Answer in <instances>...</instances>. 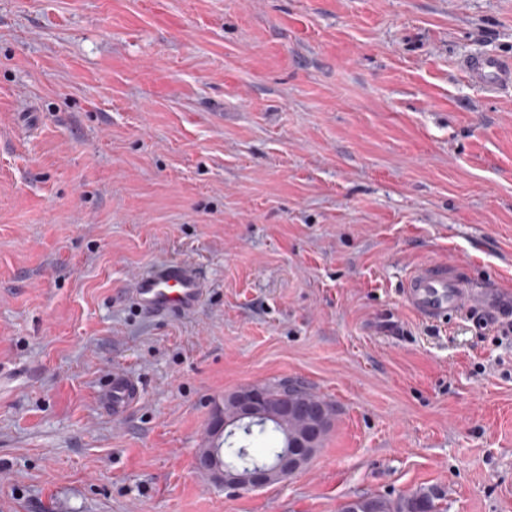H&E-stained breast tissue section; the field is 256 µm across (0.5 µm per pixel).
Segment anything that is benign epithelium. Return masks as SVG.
Listing matches in <instances>:
<instances>
[{"label":"benign epithelium","instance_id":"1","mask_svg":"<svg viewBox=\"0 0 512 512\" xmlns=\"http://www.w3.org/2000/svg\"><path fill=\"white\" fill-rule=\"evenodd\" d=\"M231 399L234 411L224 413V401L214 403L212 415L207 427V444L197 455V466L207 473L215 484L230 491L253 490L280 483L302 469L311 459V443L319 434V426L303 438L293 443V448L285 450L281 457L271 464L257 465L253 468L236 470L229 467L222 455L223 437L233 435L245 426L261 423L268 419L286 421L288 418L305 413L312 416L319 412L300 402H285L272 412L267 409L262 387L251 386L242 388L233 394Z\"/></svg>","mask_w":512,"mask_h":512}]
</instances>
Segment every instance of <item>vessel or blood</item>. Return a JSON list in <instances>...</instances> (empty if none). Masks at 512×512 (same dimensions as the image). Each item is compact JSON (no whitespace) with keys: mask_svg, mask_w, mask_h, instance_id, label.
<instances>
[{"mask_svg":"<svg viewBox=\"0 0 512 512\" xmlns=\"http://www.w3.org/2000/svg\"><path fill=\"white\" fill-rule=\"evenodd\" d=\"M462 69L484 93L497 94L512 88V60L496 55L473 56L463 61ZM132 294L143 314L165 317L196 309L204 290L197 274L175 260L161 270L140 275ZM497 294V288L474 285L446 264L430 260L410 273L402 300L422 319L441 322L462 312L477 311ZM138 393L134 380L116 372L107 380L101 400L118 419L128 413Z\"/></svg>","mask_w":512,"mask_h":512,"instance_id":"obj_1","label":"vessel or blood"}]
</instances>
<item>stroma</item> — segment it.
Returning a JSON list of instances; mask_svg holds the SVG:
<instances>
[{
  "label": "stroma",
  "instance_id": "stroma-1",
  "mask_svg": "<svg viewBox=\"0 0 512 512\" xmlns=\"http://www.w3.org/2000/svg\"><path fill=\"white\" fill-rule=\"evenodd\" d=\"M473 54L512 58V0H0V512H512V335L402 301L438 259L512 302V91ZM172 260L204 299L147 317ZM282 379L329 432L225 492L214 402ZM462 69L486 94H498L512 88V60L496 55L473 56L462 62ZM140 311L150 317L184 314L203 298L200 278L182 261H171L159 271L140 275L132 290ZM138 393L139 387L134 380L120 372H113L104 385L101 400L112 412V417L118 419L128 413ZM372 503V512H443L439 506L442 498L431 491H420L411 496L389 499L380 495L360 497Z\"/></svg>",
  "mask_w": 512,
  "mask_h": 512
}]
</instances>
